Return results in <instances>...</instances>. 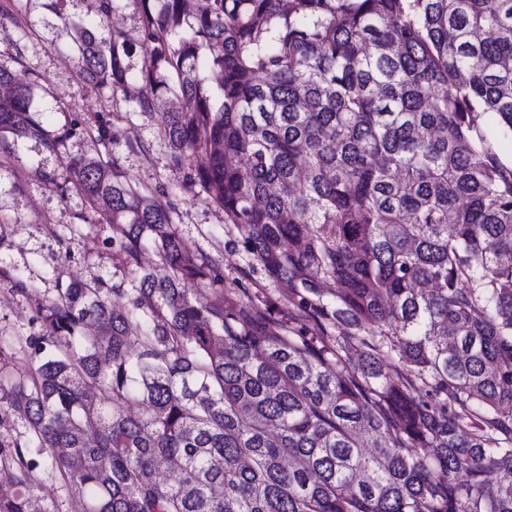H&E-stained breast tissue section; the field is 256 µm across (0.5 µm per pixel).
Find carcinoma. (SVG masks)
<instances>
[{
  "label": "carcinoma",
  "instance_id": "cac0c4a2",
  "mask_svg": "<svg viewBox=\"0 0 512 512\" xmlns=\"http://www.w3.org/2000/svg\"><path fill=\"white\" fill-rule=\"evenodd\" d=\"M143 63L80 20L82 79L128 91L224 210L283 322L208 302L160 188L92 156L70 185L137 296L61 278L30 359L0 336V512H512V0H140ZM4 134L53 136L0 66ZM498 124L491 128L486 119ZM139 406L132 414L127 407ZM41 495L48 502H54L59 512H74V500L71 489L61 480L45 475L42 481Z\"/></svg>",
  "mask_w": 512,
  "mask_h": 512
}]
</instances>
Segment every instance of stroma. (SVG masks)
<instances>
[{
    "label": "stroma",
    "instance_id": "35a3bbf8",
    "mask_svg": "<svg viewBox=\"0 0 512 512\" xmlns=\"http://www.w3.org/2000/svg\"><path fill=\"white\" fill-rule=\"evenodd\" d=\"M5 10L19 12V22L0 24V66L23 70L35 86V117L44 128L60 133L64 124H78L79 135L64 139L49 151L36 139L9 136L10 150L0 153V216L8 226L0 241V268L17 274L26 294L0 282V336L20 341L39 327L35 316L56 293L59 276L101 280L126 289L135 277L112 248V230L100 223L76 193L61 194L48 187L43 174L67 176L65 160L86 152L85 132L107 126L112 133L109 157L133 183L164 187L172 207L173 228L185 253L219 279L196 283L206 299L222 292L258 296L271 314L287 318L283 284L270 279L246 252L239 230L225 223L224 212L203 195L184 189V170L172 167L170 148L161 133L162 117L134 113L124 92L101 90L83 81L65 47L72 32L68 17L96 25L99 37L123 33L132 46V68H140L142 6L139 0H120L110 17L98 18L92 0H0ZM144 142L147 154L127 144Z\"/></svg>",
    "mask_w": 512,
    "mask_h": 512
}]
</instances>
